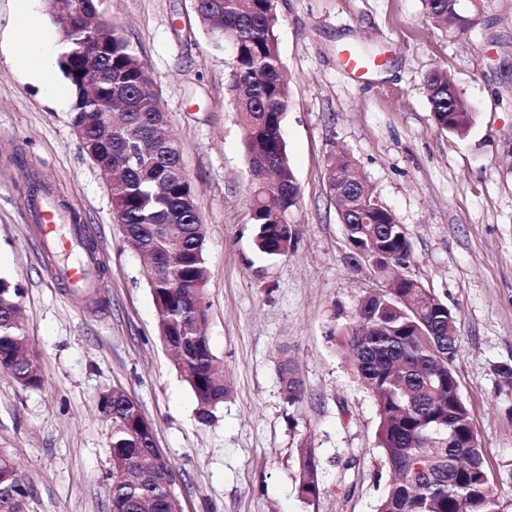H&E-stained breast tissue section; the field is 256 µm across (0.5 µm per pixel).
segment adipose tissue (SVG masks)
<instances>
[{
  "instance_id": "adipose-tissue-1",
  "label": "adipose tissue",
  "mask_w": 512,
  "mask_h": 512,
  "mask_svg": "<svg viewBox=\"0 0 512 512\" xmlns=\"http://www.w3.org/2000/svg\"><path fill=\"white\" fill-rule=\"evenodd\" d=\"M17 14L16 51L12 56L14 65L31 83L47 88L50 96L57 99L64 97L62 88L49 83L52 57L48 41L42 34L38 19L28 12L26 0H17Z\"/></svg>"
}]
</instances>
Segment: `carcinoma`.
<instances>
[{
  "label": "carcinoma",
  "mask_w": 512,
  "mask_h": 512,
  "mask_svg": "<svg viewBox=\"0 0 512 512\" xmlns=\"http://www.w3.org/2000/svg\"><path fill=\"white\" fill-rule=\"evenodd\" d=\"M429 18L445 27L461 26L455 0H424ZM197 15L207 33L222 35L230 49L232 77L229 93L244 130V150L251 182V220L256 225V247L267 256L280 255L291 246L293 232L288 213L297 204V181L284 137L283 120L290 106L289 83L283 73L271 0H197ZM96 26L110 34L106 65L112 74V92H89L79 87L80 66L88 49L90 30L72 23L63 32V50L57 64L75 94L74 121L87 128L90 139L102 136L101 107L112 102L119 119L139 128L140 143L116 138L98 154L100 165L112 166L113 211L127 225V241L149 252V288L156 311L160 339L178 357L184 381L194 392L200 415L224 401L228 385L224 364L212 352L207 336L194 330L198 300L205 299L207 269L203 224L195 217L193 185L174 177L181 164L177 140L166 131L167 116L149 74L124 37L121 27L104 18ZM426 87L437 126L464 134L474 113L464 104L448 70L435 69ZM454 91L460 111L448 117V91ZM355 181L365 203L362 218L344 217L350 243L373 252L379 243L407 262L410 245L404 227L384 209L372 189L346 156L332 158L326 168L328 190L336 187V173ZM182 241L181 255L167 265L161 238ZM18 292L0 281V368H10L23 387L41 384L37 363L25 352L27 336L19 322ZM448 307L419 282L406 278L402 288L369 293L355 309L343 331L344 345L354 360L356 374L375 396L379 410L378 448L388 466V478L376 512H504L489 483L482 448L473 431L469 409L458 389L453 364L457 356V330H448ZM282 382L293 404L300 401L303 385L292 363L282 368ZM102 409L112 419L110 496L134 506L138 501L151 512H169L170 478L149 468V448L143 421L124 403L122 391L112 390ZM13 454L0 448V512H17ZM299 482L315 497L320 491L319 462L306 443L298 449Z\"/></svg>",
  "instance_id": "1"
}]
</instances>
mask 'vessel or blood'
Masks as SVG:
<instances>
[{"mask_svg": "<svg viewBox=\"0 0 512 512\" xmlns=\"http://www.w3.org/2000/svg\"><path fill=\"white\" fill-rule=\"evenodd\" d=\"M30 212L43 251L68 257L67 262L56 267V276L66 281L74 293H94L98 286L100 260L97 252L84 246L85 225L73 223L68 214L57 211L48 196L42 204L32 206Z\"/></svg>", "mask_w": 512, "mask_h": 512, "instance_id": "b4317fda", "label": "vessel or blood"}]
</instances>
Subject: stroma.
<instances>
[{"label":"stroma","instance_id":"1","mask_svg":"<svg viewBox=\"0 0 512 512\" xmlns=\"http://www.w3.org/2000/svg\"><path fill=\"white\" fill-rule=\"evenodd\" d=\"M147 67L178 140L204 226L206 334L228 393L210 420L160 340L145 262L126 242L110 188L58 102L0 52V278L19 294L42 384L0 372V447L28 489L23 512H110L112 423L101 393L118 388L150 423L174 467L183 512H375L387 478L377 404L346 358L345 327L379 285L355 262L326 187L346 153L402 224L417 280L457 323L455 375L490 483L512 503V0H480L469 29L436 27L423 0H278L279 52L291 107L283 126L300 187L292 244L255 246L243 130L228 91L231 60L201 27L194 0H100ZM371 50L362 72L345 51ZM447 69L475 121L437 127L427 74ZM91 229L102 286L83 299L48 278L27 229L30 179ZM292 360L303 382L289 403ZM315 448L320 492H298V449ZM282 382L286 396L288 398V402L292 404L299 402L303 393V385L297 376L295 367L291 362H286L283 364Z\"/></svg>","mask_w":512,"mask_h":512}]
</instances>
